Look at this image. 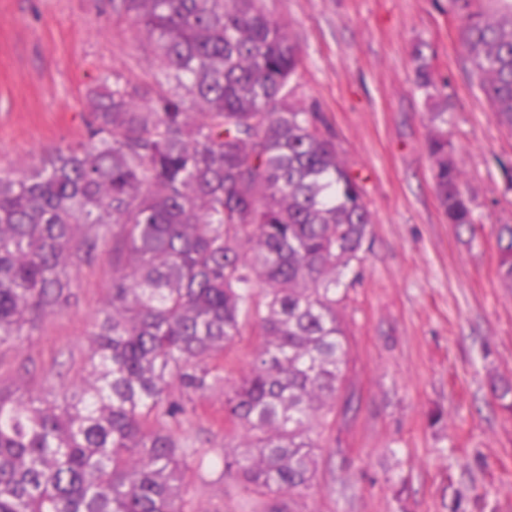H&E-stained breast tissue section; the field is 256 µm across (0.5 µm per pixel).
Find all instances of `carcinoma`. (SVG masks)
<instances>
[{"mask_svg":"<svg viewBox=\"0 0 512 512\" xmlns=\"http://www.w3.org/2000/svg\"><path fill=\"white\" fill-rule=\"evenodd\" d=\"M483 2L448 12L512 128V0ZM112 17L145 39L154 81L114 75L90 95L86 142L0 168V346L63 311L72 270L109 247L113 272L87 374L52 398L0 390V512H184L215 462L177 430L217 390L224 437L242 433L221 456L240 512H296L342 388L336 309L370 234L363 188L323 113L290 102L301 54L262 0H112ZM415 75L448 85L421 55ZM428 149L448 223L475 232L448 134ZM496 246L512 288V224ZM248 325L263 342L229 386Z\"/></svg>","mask_w":512,"mask_h":512,"instance_id":"carcinoma-1","label":"carcinoma"}]
</instances>
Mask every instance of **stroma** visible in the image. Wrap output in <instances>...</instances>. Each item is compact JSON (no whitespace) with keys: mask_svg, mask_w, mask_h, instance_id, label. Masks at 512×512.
<instances>
[{"mask_svg":"<svg viewBox=\"0 0 512 512\" xmlns=\"http://www.w3.org/2000/svg\"><path fill=\"white\" fill-rule=\"evenodd\" d=\"M299 45L292 100L317 104L371 213L359 278L337 309L346 365L322 431L317 490L299 512H512V288L497 274L512 224V130L498 124L458 41L448 0H266ZM448 77L415 82L417 56ZM112 0H0V167L86 138L89 93L120 74L152 81ZM445 113L440 124L433 113ZM448 133L475 232L448 224L428 142ZM73 295L22 349L0 347V388H66L112 286V256L72 273ZM182 436L219 448L224 395L197 399ZM228 478L196 479L188 512H238ZM498 251V275L512 288V224H501L496 233Z\"/></svg>","mask_w":512,"mask_h":512,"instance_id":"stroma-1","label":"stroma"}]
</instances>
